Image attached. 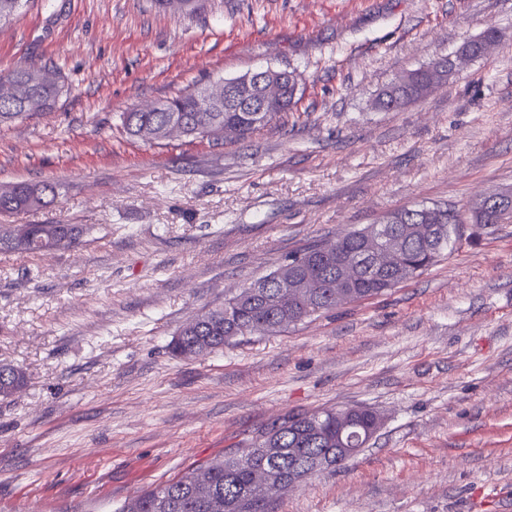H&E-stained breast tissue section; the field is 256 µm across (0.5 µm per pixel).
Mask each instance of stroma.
<instances>
[{
    "instance_id": "35a3bbf8",
    "label": "stroma",
    "mask_w": 512,
    "mask_h": 512,
    "mask_svg": "<svg viewBox=\"0 0 512 512\" xmlns=\"http://www.w3.org/2000/svg\"><path fill=\"white\" fill-rule=\"evenodd\" d=\"M421 99L376 95L487 29ZM59 69L52 110L0 125V184L50 182L0 224H77L0 251V512H115L287 413L363 405L381 425L273 512H512V0H29L0 73ZM273 67L298 101L250 137L127 135L119 116L193 82ZM421 205L462 222L437 263L276 335L173 357L180 326L313 242ZM29 226L31 229V238L22 247L19 245H12L7 239L2 238L0 234V250H13L16 252H40L53 247V244H51L46 238H48L50 241L56 242V246L69 245L73 243L76 238L75 236L70 235H67L66 237L61 236V232L57 226L53 224H47L43 227V235H41L43 224H29ZM43 236L45 238H43ZM26 377L23 370L11 364H0V397L7 398L22 387Z\"/></svg>"
}]
</instances>
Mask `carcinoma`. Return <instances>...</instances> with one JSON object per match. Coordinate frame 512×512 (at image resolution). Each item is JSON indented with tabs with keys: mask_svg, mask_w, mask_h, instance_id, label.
Instances as JSON below:
<instances>
[{
	"mask_svg": "<svg viewBox=\"0 0 512 512\" xmlns=\"http://www.w3.org/2000/svg\"><path fill=\"white\" fill-rule=\"evenodd\" d=\"M429 76L417 73L406 85L391 84L375 99L382 110H393L421 97L427 89ZM199 85L187 87L179 95L162 102V109L152 112H124L121 125L131 136L146 142L159 143L168 138L167 129L174 120L188 129L187 136L211 139L214 130L230 129L233 136L244 139L270 124L277 114L247 112L228 104L221 112L202 108L198 99ZM62 91L58 77L41 82L33 89L40 107L52 108ZM27 116L22 101L0 94V123ZM54 197V187L48 183L20 182L10 192L0 193V214L14 213L33 207L47 206ZM392 240L398 244L399 261L390 267L374 263L366 241V229L354 230L329 242L333 249L320 250V244L304 247L299 255L306 262V272L317 274L324 288H303L296 306L281 301L280 284L290 278L288 262L258 279L260 287L243 288L226 299L224 306L204 311L179 329L171 343L172 353L191 358L224 348L238 337L263 333L276 335L306 319L318 317L340 305L381 295L434 265L451 241L449 226L458 223L450 210L434 205L428 210L404 208L393 211ZM473 224H499L503 217L481 208H471ZM31 238L24 245H13L0 237V250L40 252L53 247L41 235L42 225H30ZM23 370L11 364H0V397L7 398L22 387ZM353 436L348 445L355 448L359 436L376 432L380 417L369 407L352 408ZM293 421L294 430L283 431L275 442L267 444L260 437L267 431L259 429L245 448H238L224 457L189 467L181 476L146 490L124 502L116 512H224V503L234 505V512H271L272 498L259 492V480L264 467L275 466L283 474L303 465L308 475L319 472L321 457L336 459L338 426L336 410L283 416Z\"/></svg>",
	"mask_w": 512,
	"mask_h": 512,
	"instance_id": "carcinoma-1",
	"label": "carcinoma"
}]
</instances>
